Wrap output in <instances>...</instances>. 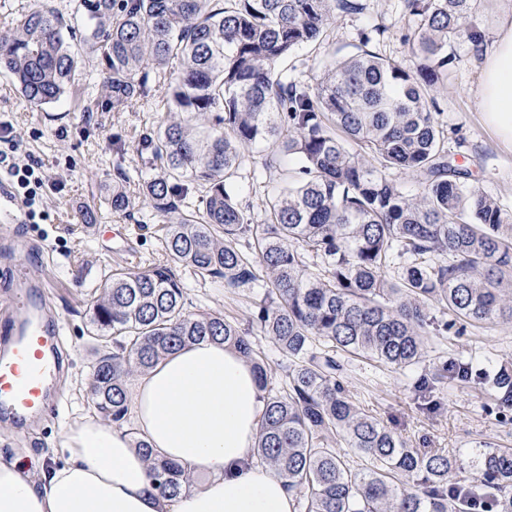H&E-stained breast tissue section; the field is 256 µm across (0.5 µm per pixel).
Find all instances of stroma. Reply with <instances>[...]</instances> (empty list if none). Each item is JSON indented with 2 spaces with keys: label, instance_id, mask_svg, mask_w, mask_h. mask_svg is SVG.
I'll return each instance as SVG.
<instances>
[{
  "label": "stroma",
  "instance_id": "obj_1",
  "mask_svg": "<svg viewBox=\"0 0 512 512\" xmlns=\"http://www.w3.org/2000/svg\"><path fill=\"white\" fill-rule=\"evenodd\" d=\"M363 3L362 13L338 18L323 40L295 49L288 60L289 77L313 83L326 61L354 52L360 32L378 25L386 32L374 37L369 51L415 67L411 47L403 39L415 21L405 15L402 0ZM165 82L164 75L150 73L147 94L123 112L88 111L81 82L58 102L34 110L9 75L0 73V120L12 129L14 157L37 164L45 179L46 215L39 223L21 225L15 235L0 226V271L26 251L38 254L66 331L68 366L55 383L62 398L60 408L47 410L24 432L0 421V456H21L31 474L61 463V432L92 413L87 377L95 359V343L88 325L96 289L110 274L145 271L166 259L160 219L137 200L142 184L157 173L147 142L166 117ZM478 82L477 58L467 43H457L436 109L456 161L470 168L483 192L512 208V149L501 143L479 111ZM248 155L249 164L235 184L246 218L258 223L264 218L268 197L283 185L280 171L287 159L264 143L249 147ZM119 175L137 204L115 213L108 199L112 181ZM89 210L96 212V224L85 223ZM181 275L187 310L219 313L251 331L268 364V393L283 392L288 360L269 337L258 332L253 320L262 288L253 284L228 289L186 269ZM450 355L512 367V325L489 323L448 341L430 336L424 360L404 369L345 354L341 357L345 365L342 381L361 409L383 421L410 447L465 458L483 442L512 448V413H498L480 385L439 388L431 403H424L421 378Z\"/></svg>",
  "mask_w": 512,
  "mask_h": 512
}]
</instances>
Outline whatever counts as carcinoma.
Here are the masks:
<instances>
[{
    "label": "carcinoma",
    "mask_w": 512,
    "mask_h": 512,
    "mask_svg": "<svg viewBox=\"0 0 512 512\" xmlns=\"http://www.w3.org/2000/svg\"><path fill=\"white\" fill-rule=\"evenodd\" d=\"M476 2L404 0L417 18L405 35L415 68L365 49L376 27L313 85L288 79L284 62L339 16L362 12L361 0H73L77 28L34 0L0 35V67L37 109L74 86L89 55L99 60L101 84L90 112L125 111L145 94L146 67L181 64L164 88L169 118L149 143L160 172L142 187L165 224L171 262L115 273L93 301L92 335L112 342L89 376L97 414L122 425L133 372L205 340L237 349L267 388L264 358L247 333L221 314L186 311L177 267L226 288L260 281L254 320L291 365L287 390L267 395L257 457L296 492L300 512H512V448L489 447L473 483L453 481L460 456L409 448L363 412L337 357L402 369L421 362L434 331L512 324V211L448 155L431 111L448 49L484 40ZM262 141L299 167L285 172L289 188L268 199L264 222L252 224L232 178ZM395 171L416 193L404 191ZM195 184L204 194L184 211ZM109 203L115 212L132 205L119 186ZM471 381L512 411L506 366L450 357L420 387ZM130 435L155 494L168 499L190 485L181 465ZM336 439L365 464L353 465Z\"/></svg>",
    "instance_id": "carcinoma-1"
}]
</instances>
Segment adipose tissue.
<instances>
[{"label": "adipose tissue", "mask_w": 512, "mask_h": 512, "mask_svg": "<svg viewBox=\"0 0 512 512\" xmlns=\"http://www.w3.org/2000/svg\"><path fill=\"white\" fill-rule=\"evenodd\" d=\"M480 56L479 109L512 147V15ZM266 404L251 364L234 349L186 345L134 374V432L95 419L74 424L61 439L64 462L38 483L21 458L1 460L0 512H296L285 479L256 459ZM137 436L203 485L158 499Z\"/></svg>", "instance_id": "obj_1"}]
</instances>
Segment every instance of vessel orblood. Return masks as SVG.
Returning <instances> with one entry per match:
<instances>
[{"instance_id": "vessel-or-blood-1", "label": "vessel or blood", "mask_w": 512, "mask_h": 512, "mask_svg": "<svg viewBox=\"0 0 512 512\" xmlns=\"http://www.w3.org/2000/svg\"><path fill=\"white\" fill-rule=\"evenodd\" d=\"M26 217L7 183L0 181V223L22 224ZM18 279L30 284L16 313L0 320V336L9 346L0 359V413L22 420L42 412L47 391L58 369L60 326H47L43 318L51 299L44 290L38 266L20 263Z\"/></svg>"}]
</instances>
